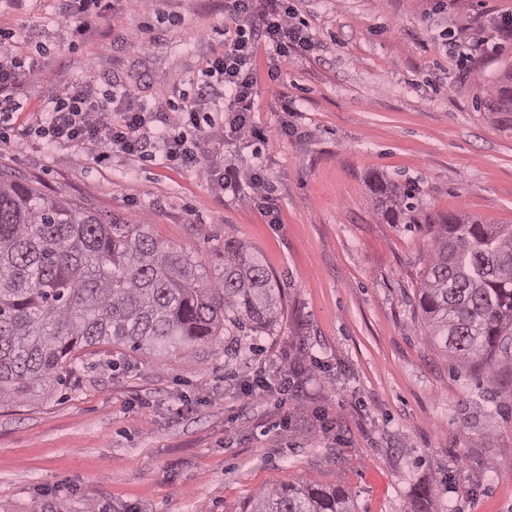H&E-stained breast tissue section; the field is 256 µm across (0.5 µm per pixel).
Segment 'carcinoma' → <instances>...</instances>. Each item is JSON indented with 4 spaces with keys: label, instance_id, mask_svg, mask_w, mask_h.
Masks as SVG:
<instances>
[{
    "label": "carcinoma",
    "instance_id": "carcinoma-1",
    "mask_svg": "<svg viewBox=\"0 0 512 512\" xmlns=\"http://www.w3.org/2000/svg\"><path fill=\"white\" fill-rule=\"evenodd\" d=\"M512 129V64L481 102ZM374 190L389 224H417V187L380 177ZM436 249L416 295L421 328L462 366L489 369L512 353V225L457 214L428 220ZM210 280L149 224L106 218L91 204L44 195L0 167V403L46 395L75 351L118 344L132 351L209 344L235 330L275 324L282 297L243 242L227 240ZM252 512H351L348 497L289 483L261 493Z\"/></svg>",
    "mask_w": 512,
    "mask_h": 512
}]
</instances>
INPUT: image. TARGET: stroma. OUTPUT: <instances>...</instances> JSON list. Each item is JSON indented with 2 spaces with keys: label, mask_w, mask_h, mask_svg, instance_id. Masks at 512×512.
<instances>
[{
  "label": "stroma",
  "mask_w": 512,
  "mask_h": 512,
  "mask_svg": "<svg viewBox=\"0 0 512 512\" xmlns=\"http://www.w3.org/2000/svg\"><path fill=\"white\" fill-rule=\"evenodd\" d=\"M225 0H117L73 40L61 0H0L19 56L55 44L23 87L25 126L53 87L91 77L146 104L178 95L223 54ZM315 46L268 79L255 50L253 123L225 136L224 158L263 166L278 223L250 188L220 193L189 171L116 153L0 148L41 192L91 202L106 218L151 225L212 275L225 241L247 243L277 281L270 330L195 351L104 344L84 352L51 396L0 405V512H248L288 482L340 488L352 512H512V378L488 382L424 336L415 307L433 250L426 224H388L373 175L411 181L428 214L512 224V131L481 102L512 61V0H293ZM153 43L145 54L120 37ZM483 51L459 53L475 40ZM292 112H284V105ZM287 134H280V124ZM304 366L303 398L279 404L244 388ZM423 486L419 498L414 487Z\"/></svg>",
  "instance_id": "obj_1"
}]
</instances>
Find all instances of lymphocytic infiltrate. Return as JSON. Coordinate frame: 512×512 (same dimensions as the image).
Returning <instances> with one entry per match:
<instances>
[{
  "label": "lymphocytic infiltrate",
  "mask_w": 512,
  "mask_h": 512,
  "mask_svg": "<svg viewBox=\"0 0 512 512\" xmlns=\"http://www.w3.org/2000/svg\"><path fill=\"white\" fill-rule=\"evenodd\" d=\"M226 11L240 27L225 41L223 55L207 60L201 80L193 94L182 96L175 117L147 106L122 84L103 90L91 79L67 82L47 98L43 116L20 129L15 148L34 139L48 148L83 150L85 158L97 163L116 151L138 158L158 156L167 167L202 176L216 191L250 188L257 208L275 217L277 203L259 166L244 173L235 165L218 164L217 156L225 133L247 130L254 138L265 136L248 126L258 96L252 66L257 43L269 50L268 77L275 81L281 61L306 55L314 42L291 0H227ZM19 39L16 30L0 29V128L22 108L25 62L14 52Z\"/></svg>",
  "instance_id": "f902f5d3"
}]
</instances>
